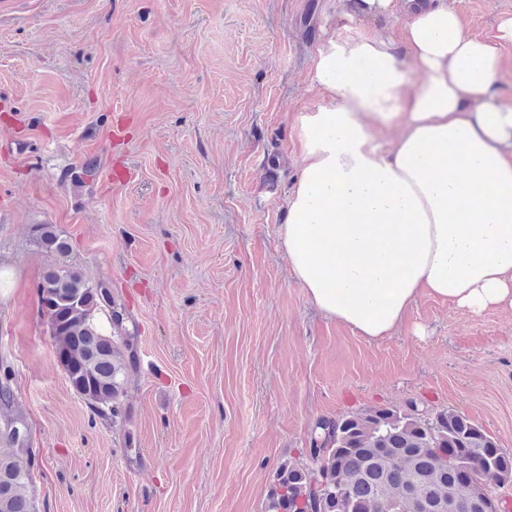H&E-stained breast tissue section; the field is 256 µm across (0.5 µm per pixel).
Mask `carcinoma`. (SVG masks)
<instances>
[{
    "instance_id": "cac0c4a2",
    "label": "carcinoma",
    "mask_w": 512,
    "mask_h": 512,
    "mask_svg": "<svg viewBox=\"0 0 512 512\" xmlns=\"http://www.w3.org/2000/svg\"><path fill=\"white\" fill-rule=\"evenodd\" d=\"M40 247L60 262L47 268L39 301L55 307V355L70 361V386L91 411L116 424L136 364L135 337L123 328L125 308L62 262L70 244L51 224L38 231ZM108 312L112 334L95 312ZM12 373L4 368L0 405L14 402ZM0 432V512H32L28 442L16 428ZM512 483V454L464 414L421 412L415 405L373 407L315 424L310 447L295 463L279 465L266 512H408L417 491L455 512H485L490 485Z\"/></svg>"
}]
</instances>
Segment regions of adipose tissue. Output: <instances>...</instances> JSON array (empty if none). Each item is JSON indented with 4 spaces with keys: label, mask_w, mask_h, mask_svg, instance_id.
I'll list each match as a JSON object with an SVG mask.
<instances>
[{
    "label": "adipose tissue",
    "mask_w": 512,
    "mask_h": 512,
    "mask_svg": "<svg viewBox=\"0 0 512 512\" xmlns=\"http://www.w3.org/2000/svg\"><path fill=\"white\" fill-rule=\"evenodd\" d=\"M398 2L387 29L335 36L314 62L328 105L300 113L302 160L280 238L314 306L361 336L402 326L422 293L512 309V18L466 34L446 0Z\"/></svg>",
    "instance_id": "obj_1"
}]
</instances>
